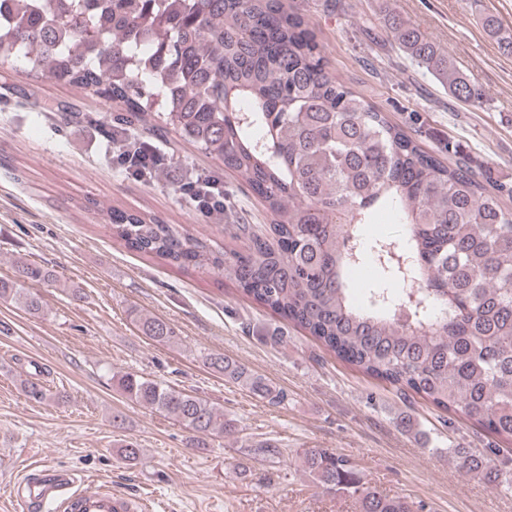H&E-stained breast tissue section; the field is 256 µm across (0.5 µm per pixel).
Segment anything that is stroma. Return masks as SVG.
<instances>
[{"instance_id": "stroma-1", "label": "stroma", "mask_w": 512, "mask_h": 512, "mask_svg": "<svg viewBox=\"0 0 512 512\" xmlns=\"http://www.w3.org/2000/svg\"><path fill=\"white\" fill-rule=\"evenodd\" d=\"M304 15L331 70L424 147L453 140L493 181L512 183V56L502 55L465 0H288ZM394 9L436 44L484 93L481 105L455 100L398 50L384 24ZM111 102L34 77L24 58L0 63V278L25 259L57 282L34 285L42 313L0 301V487L35 466L149 503L154 512H355L297 471L306 448L349 455L377 491L424 502L428 512H512V489L457 469L448 454H485L512 444L464 417L368 376L327 352L288 320L242 297L217 272L178 268L113 239L110 208L153 216L216 250L244 251L232 227L266 224L259 198L175 134L153 141L167 162L135 177L112 162ZM224 184V212L205 216L182 182ZM80 296H72V289ZM157 316L178 342L156 344L134 323ZM221 353L287 394L272 405L204 363ZM162 380L224 409L236 434L195 447L175 419L128 401L114 376ZM39 379L66 399L28 401L22 379ZM125 424L117 429L113 415ZM278 441L274 459L247 456V439ZM142 450L134 463L116 450Z\"/></svg>"}]
</instances>
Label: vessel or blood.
<instances>
[{
  "mask_svg": "<svg viewBox=\"0 0 512 512\" xmlns=\"http://www.w3.org/2000/svg\"><path fill=\"white\" fill-rule=\"evenodd\" d=\"M28 496L20 498L23 512H34L41 501L53 498L59 512H141L142 504L108 489L85 490L73 486L69 473L58 470L27 477Z\"/></svg>",
  "mask_w": 512,
  "mask_h": 512,
  "instance_id": "obj_1",
  "label": "vessel or blood"
}]
</instances>
